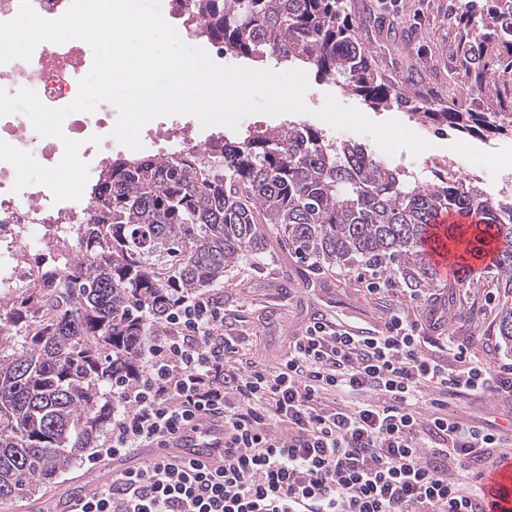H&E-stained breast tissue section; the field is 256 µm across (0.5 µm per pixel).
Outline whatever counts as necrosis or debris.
<instances>
[{
    "instance_id": "necrosis-or-debris-1",
    "label": "necrosis or debris",
    "mask_w": 512,
    "mask_h": 512,
    "mask_svg": "<svg viewBox=\"0 0 512 512\" xmlns=\"http://www.w3.org/2000/svg\"><path fill=\"white\" fill-rule=\"evenodd\" d=\"M94 60L91 46L73 39L64 43L43 42L30 59L0 64V89L16 94L28 88L47 106L60 108L77 96L79 82L90 71ZM64 138L80 141V158L89 167L90 178L112 162L114 155L128 154L129 148L112 137V114L108 106L99 112L70 114L63 123ZM0 140L30 153L42 166H56L64 155L63 138L40 135L22 113L0 116ZM141 147L165 156L196 153L208 149L199 140L193 121H168L140 133ZM16 170L0 161V289L32 283L43 273V244L51 238H74L77 225L86 223L94 209V198L54 200L51 191L40 184L15 189Z\"/></svg>"
}]
</instances>
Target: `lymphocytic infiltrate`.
<instances>
[{
	"label": "lymphocytic infiltrate",
	"mask_w": 512,
	"mask_h": 512,
	"mask_svg": "<svg viewBox=\"0 0 512 512\" xmlns=\"http://www.w3.org/2000/svg\"><path fill=\"white\" fill-rule=\"evenodd\" d=\"M248 346L226 333L223 299L173 300L139 366L110 378L112 422L88 459L151 448L153 461L113 476L76 512H486L479 482L512 435L448 407L512 397V364L485 366L403 312L375 333L316 317L274 367L248 358ZM202 415L224 425L222 469L166 452Z\"/></svg>",
	"instance_id": "1"
}]
</instances>
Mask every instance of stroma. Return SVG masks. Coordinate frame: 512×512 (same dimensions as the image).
Here are the masks:
<instances>
[{"label": "stroma", "instance_id": "1", "mask_svg": "<svg viewBox=\"0 0 512 512\" xmlns=\"http://www.w3.org/2000/svg\"><path fill=\"white\" fill-rule=\"evenodd\" d=\"M356 24V35L367 49L378 75L403 95L436 108L458 106L495 111L492 99L476 101L465 92L468 72L462 68L457 43L462 32L461 0H341ZM307 107L301 121L333 134L332 126L317 117L327 97L356 108L371 121L398 120L427 141L419 154L402 149L386 155V162L414 173L421 183L433 182L442 162L461 173L476 170L486 194L500 198L501 177L512 174V134L464 135L434 128L418 120L409 107L393 103L371 109L341 82L321 80L307 72ZM365 271L319 269L301 261L275 230L267 232V250L258 260L229 268L214 287L224 298L225 324L252 339V356L272 365L282 356L289 337L298 335L319 315L373 331L391 313L403 311L434 335L471 344L479 359L496 368L512 363V348L501 341L497 324L502 309L512 306V290L498 282L493 271L479 269L471 280L458 282L448 274L436 288L415 293L400 276L391 287L368 293ZM454 418L473 425L505 424L512 418V398L471 396L452 404ZM100 470L79 463L57 474L34 497L23 496L0 504V512H64L78 486L94 483Z\"/></svg>", "mask_w": 512, "mask_h": 512}]
</instances>
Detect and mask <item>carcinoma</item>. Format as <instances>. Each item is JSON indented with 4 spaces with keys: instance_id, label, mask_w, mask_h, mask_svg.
<instances>
[{
    "instance_id": "obj_1",
    "label": "carcinoma",
    "mask_w": 512,
    "mask_h": 512,
    "mask_svg": "<svg viewBox=\"0 0 512 512\" xmlns=\"http://www.w3.org/2000/svg\"><path fill=\"white\" fill-rule=\"evenodd\" d=\"M224 55L262 63L300 62L323 79L344 78L372 109L399 93L382 83L339 0H197ZM479 38L461 58L478 57L471 95L512 77V0H486ZM412 114L462 134L512 128L497 112L421 105ZM96 209L77 245H58L64 268H47L32 288L0 296V503L38 492L81 459L112 421L108 380L133 369L140 344L164 319L168 300L208 289L227 268L261 255L274 227L316 267L400 274L415 292L435 287L432 253L455 252L459 281L491 255L512 283V196L494 200L474 182L422 186L366 144L334 140L290 121L260 135L226 136L199 154L117 155L93 184ZM474 215L470 225L434 224L439 211ZM498 333L512 348V307Z\"/></svg>"
}]
</instances>
